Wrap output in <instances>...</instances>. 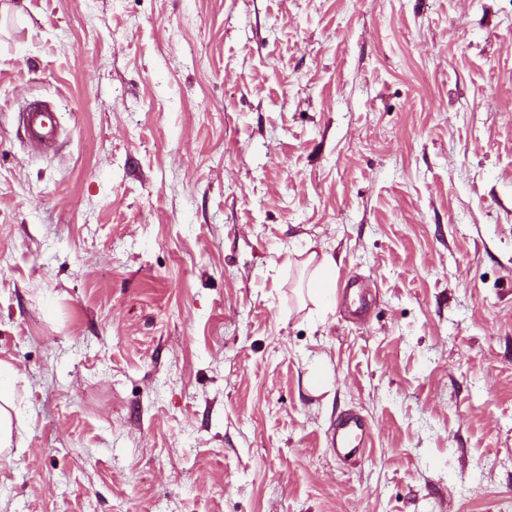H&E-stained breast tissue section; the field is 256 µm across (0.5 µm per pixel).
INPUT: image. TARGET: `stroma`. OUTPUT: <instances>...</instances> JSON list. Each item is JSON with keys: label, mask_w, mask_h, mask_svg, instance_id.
<instances>
[{"label": "stroma", "mask_w": 512, "mask_h": 512, "mask_svg": "<svg viewBox=\"0 0 512 512\" xmlns=\"http://www.w3.org/2000/svg\"><path fill=\"white\" fill-rule=\"evenodd\" d=\"M0 359V512H512V0H0ZM28 144L42 151L54 149L61 136L56 106L49 101H35L19 112ZM336 271L335 262L332 258L324 256L313 268L312 277L309 281V294L312 299L319 300L325 295L323 286L329 277ZM19 375L13 365L0 359V459H9L13 444L20 445L21 410L17 398ZM367 423L358 415L346 414L341 417L333 428L329 442L331 448L343 457L356 458L361 448H365Z\"/></svg>", "instance_id": "stroma-1"}]
</instances>
